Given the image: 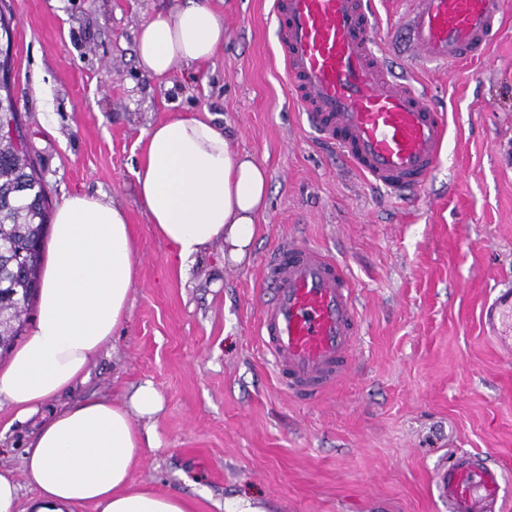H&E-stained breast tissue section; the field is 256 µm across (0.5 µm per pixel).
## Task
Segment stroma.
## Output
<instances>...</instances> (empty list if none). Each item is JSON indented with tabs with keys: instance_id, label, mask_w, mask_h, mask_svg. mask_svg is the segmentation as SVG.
<instances>
[{
	"instance_id": "35a3bbf8",
	"label": "stroma",
	"mask_w": 512,
	"mask_h": 512,
	"mask_svg": "<svg viewBox=\"0 0 512 512\" xmlns=\"http://www.w3.org/2000/svg\"><path fill=\"white\" fill-rule=\"evenodd\" d=\"M0 1L50 207L77 191L105 197L126 210L136 241L124 321L47 412L91 397L124 406L152 381L160 445L143 450L131 479L190 497L194 512H448L433 472L464 453L502 469L500 512H512V359L480 323L492 289L512 283V21L486 59L437 69L407 54L409 0H371L377 48L449 119L425 186L394 201L291 106L272 0H211L223 45L165 83L139 68L135 37L173 0ZM204 111L232 151L267 168L270 196L249 259L226 262L216 242L184 282L134 172L150 124ZM294 235L347 264L362 316L355 370L305 402L277 387L255 335L271 297L263 263ZM36 431L0 409V468L26 501L36 490L23 454Z\"/></svg>"
}]
</instances>
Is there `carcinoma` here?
<instances>
[{
    "mask_svg": "<svg viewBox=\"0 0 512 512\" xmlns=\"http://www.w3.org/2000/svg\"><path fill=\"white\" fill-rule=\"evenodd\" d=\"M12 17L0 10V53H11ZM14 133L0 136V355L22 335L29 307L40 288L41 251L49 221L46 183L32 157L30 139L12 93L0 81V124Z\"/></svg>",
    "mask_w": 512,
    "mask_h": 512,
    "instance_id": "carcinoma-1",
    "label": "carcinoma"
}]
</instances>
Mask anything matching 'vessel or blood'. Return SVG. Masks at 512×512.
Segmentation results:
<instances>
[{"label": "vessel or blood", "instance_id": "vessel-or-blood-1", "mask_svg": "<svg viewBox=\"0 0 512 512\" xmlns=\"http://www.w3.org/2000/svg\"><path fill=\"white\" fill-rule=\"evenodd\" d=\"M292 99L318 139L330 143L373 188L402 199L420 189L448 136V115L411 80L392 75L373 50L367 0H273ZM507 0H414L405 38L421 61L477 60L492 47ZM271 298L257 335L276 382L307 401L350 371L361 334L356 290L345 265L318 245L288 238L265 266ZM512 316V289L485 303L487 334L512 350L497 322ZM433 480L448 512H498L504 474L478 455L440 466Z\"/></svg>", "mask_w": 512, "mask_h": 512}]
</instances>
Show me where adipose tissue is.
Masks as SVG:
<instances>
[{
	"label": "adipose tissue",
	"instance_id": "adipose-tissue-1",
	"mask_svg": "<svg viewBox=\"0 0 512 512\" xmlns=\"http://www.w3.org/2000/svg\"><path fill=\"white\" fill-rule=\"evenodd\" d=\"M223 42L224 17L210 0H182L141 25L138 63L148 76L165 77L176 65L210 60ZM145 137L137 194L155 233L175 248L179 278L187 279L197 258L217 241L226 244L229 261L243 263L267 206L265 166L232 152L225 131L207 116L170 117L150 126ZM134 253L121 206L74 194L58 207L37 319L0 365V406L12 408L18 419L42 420L24 455L38 494L21 505L15 475L0 469V512H73L84 505L96 512H193L188 498L130 482L142 448L157 443L152 428L135 422L161 408L152 383L140 385L126 408L90 398L41 417L51 400L84 379L125 319Z\"/></svg>",
	"mask_w": 512,
	"mask_h": 512
}]
</instances>
